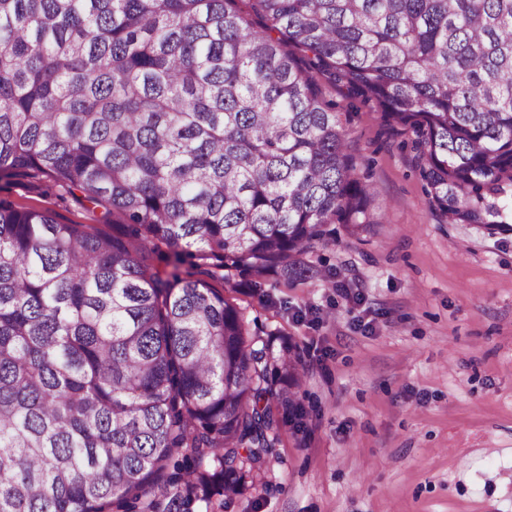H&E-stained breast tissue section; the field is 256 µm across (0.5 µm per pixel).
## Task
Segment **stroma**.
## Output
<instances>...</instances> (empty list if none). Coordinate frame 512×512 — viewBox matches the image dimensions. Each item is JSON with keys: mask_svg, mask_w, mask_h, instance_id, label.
Wrapping results in <instances>:
<instances>
[{"mask_svg": "<svg viewBox=\"0 0 512 512\" xmlns=\"http://www.w3.org/2000/svg\"><path fill=\"white\" fill-rule=\"evenodd\" d=\"M321 87L376 192L362 239L317 245L318 277L261 295L222 290L257 341L303 359L300 426L222 512H512V231L453 224L430 203L412 135ZM0 199L86 224L38 179Z\"/></svg>", "mask_w": 512, "mask_h": 512, "instance_id": "35a3bbf8", "label": "stroma"}]
</instances>
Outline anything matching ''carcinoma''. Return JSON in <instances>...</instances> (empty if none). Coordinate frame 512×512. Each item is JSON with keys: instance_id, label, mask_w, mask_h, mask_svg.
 Here are the masks:
<instances>
[{"instance_id": "cac0c4a2", "label": "carcinoma", "mask_w": 512, "mask_h": 512, "mask_svg": "<svg viewBox=\"0 0 512 512\" xmlns=\"http://www.w3.org/2000/svg\"><path fill=\"white\" fill-rule=\"evenodd\" d=\"M0 0V180L76 191L112 233L0 200V512H220L300 406L301 355L237 304L366 232L321 74L412 134L431 202L512 200V0Z\"/></svg>"}]
</instances>
